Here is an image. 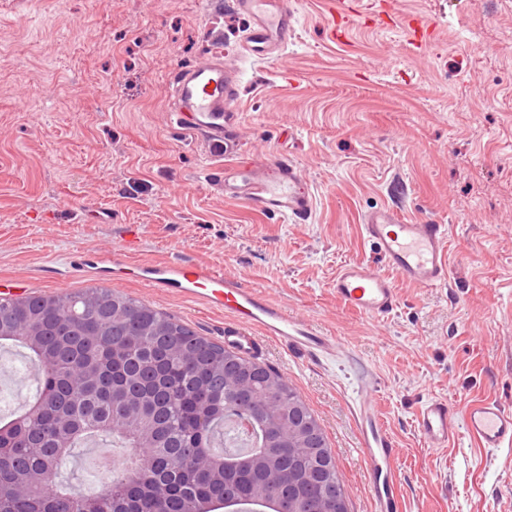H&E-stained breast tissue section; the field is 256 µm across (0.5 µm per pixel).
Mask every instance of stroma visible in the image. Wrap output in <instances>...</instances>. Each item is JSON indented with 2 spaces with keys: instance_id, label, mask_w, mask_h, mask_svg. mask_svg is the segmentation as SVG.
Instances as JSON below:
<instances>
[{
  "instance_id": "35a3bbf8",
  "label": "stroma",
  "mask_w": 512,
  "mask_h": 512,
  "mask_svg": "<svg viewBox=\"0 0 512 512\" xmlns=\"http://www.w3.org/2000/svg\"><path fill=\"white\" fill-rule=\"evenodd\" d=\"M332 0H287L297 23L264 60L228 0H0V292L99 288L75 250L131 243L140 262L210 263L334 336L335 354L266 364L302 395L335 454L350 512H373L355 410L365 379L401 450L402 512H501L512 449L459 433L425 447L415 417L432 397L457 412L512 406V0H399L435 28L423 51L396 28L355 21L329 37ZM219 56L238 76L236 145L205 146L171 119L176 68ZM285 152L314 197L294 224L225 198L224 162ZM448 224L447 286L397 282L375 321L344 309L338 269L387 267L362 235L367 213ZM119 291L222 342L227 315L129 281Z\"/></svg>"
}]
</instances>
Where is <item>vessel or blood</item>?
Returning a JSON list of instances; mask_svg holds the SVG:
<instances>
[{
	"mask_svg": "<svg viewBox=\"0 0 512 512\" xmlns=\"http://www.w3.org/2000/svg\"><path fill=\"white\" fill-rule=\"evenodd\" d=\"M233 7L252 21L246 48L253 56L270 57L291 39L295 16L285 0H233ZM351 24L344 6L334 8L330 19L332 40L346 42ZM403 29L410 49H423L433 39V28L417 19H404ZM169 84L177 126L213 147H228L236 142L237 80L223 60L175 69L169 75ZM220 182L226 197L255 211L278 215L295 224H306L311 219L312 194L300 166L288 154H279L269 164L251 160L225 165ZM362 233L376 247L388 271L376 272L364 261L343 265L332 288L346 308L380 319L398 306L395 279L420 288L447 283V225L408 223L394 209L383 208L366 216ZM73 262L115 283L134 280L186 299L202 300L212 309L227 312L224 345L242 355L260 357L271 341L287 354L308 359L336 351L334 337L215 266L199 262L137 263L125 248L95 246L77 250ZM355 417L374 512H402L396 469L400 450L372 396L359 402ZM415 422L430 448L447 447L461 431L482 448L512 447V408L495 400L475 402L460 416L447 400L431 398L421 405Z\"/></svg>",
	"mask_w": 512,
	"mask_h": 512,
	"instance_id": "vessel-or-blood-1",
	"label": "vessel or blood"
}]
</instances>
